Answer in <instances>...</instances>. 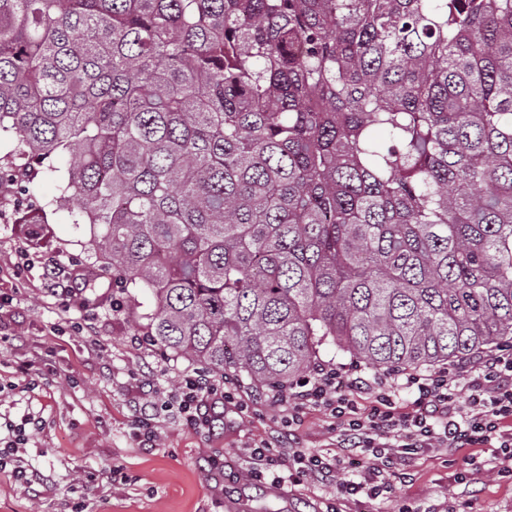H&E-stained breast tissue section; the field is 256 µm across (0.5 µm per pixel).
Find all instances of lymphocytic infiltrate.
Returning <instances> with one entry per match:
<instances>
[{
    "mask_svg": "<svg viewBox=\"0 0 512 512\" xmlns=\"http://www.w3.org/2000/svg\"><path fill=\"white\" fill-rule=\"evenodd\" d=\"M466 374V386L457 377ZM409 391L410 406L400 394ZM370 405H362V397ZM275 402L288 407L289 426H301L306 411L331 417L336 430V453L314 454L304 448L289 449L287 457L275 455L270 443L248 450L255 479L271 484L306 477L321 484L338 483L345 498L370 499L391 492L394 482H410L398 467L402 456L442 449H494L496 473L512 478V348L502 347L464 366L434 372L412 371L403 379L376 374L370 377L344 367L315 364L309 376L277 390ZM237 402L240 413L251 410L247 402L209 377L184 375L173 401L147 404L133 399L135 436L142 443L154 438L159 411H176L188 424L209 425L208 406Z\"/></svg>",
    "mask_w": 512,
    "mask_h": 512,
    "instance_id": "f902f5d3",
    "label": "lymphocytic infiltrate"
}]
</instances>
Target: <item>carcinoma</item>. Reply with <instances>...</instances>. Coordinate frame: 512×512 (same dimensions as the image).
Here are the masks:
<instances>
[{"label":"carcinoma","instance_id":"cac0c4a2","mask_svg":"<svg viewBox=\"0 0 512 512\" xmlns=\"http://www.w3.org/2000/svg\"><path fill=\"white\" fill-rule=\"evenodd\" d=\"M2 132L214 373L512 344V0H0Z\"/></svg>","mask_w":512,"mask_h":512}]
</instances>
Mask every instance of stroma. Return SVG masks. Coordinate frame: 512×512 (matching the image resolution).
<instances>
[{"label": "stroma", "mask_w": 512, "mask_h": 512, "mask_svg": "<svg viewBox=\"0 0 512 512\" xmlns=\"http://www.w3.org/2000/svg\"><path fill=\"white\" fill-rule=\"evenodd\" d=\"M68 165L56 157L29 191L0 217V439L25 424L21 452L27 472L48 487L27 484L0 471V512H325L336 502L331 486L285 483L273 488L248 479L247 448L285 434L286 408L267 402L271 390L227 376L226 385L253 403L250 415L232 406L211 409L212 422L191 428L173 414L156 419V441L141 447L130 424L129 401L140 384L154 395H172L182 376L200 364L177 358L142 336V314L151 301L139 288L113 292L85 289L87 236L67 211L48 214L39 256L25 272L17 265L28 242L23 215L56 195ZM55 260L66 292L53 295L45 275ZM481 469L457 481L462 453L412 457L411 485H396L387 499H361L345 512H512V481L497 478L490 450L478 453Z\"/></svg>", "instance_id": "stroma-1"}]
</instances>
